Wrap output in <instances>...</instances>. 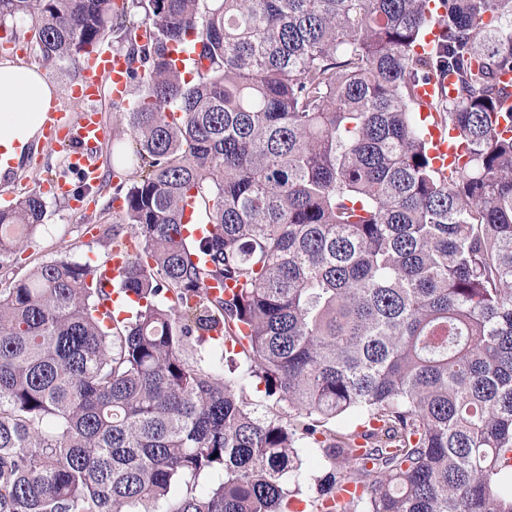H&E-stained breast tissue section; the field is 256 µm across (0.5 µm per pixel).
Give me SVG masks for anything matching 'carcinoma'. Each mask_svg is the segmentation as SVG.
<instances>
[{"instance_id": "obj_1", "label": "carcinoma", "mask_w": 512, "mask_h": 512, "mask_svg": "<svg viewBox=\"0 0 512 512\" xmlns=\"http://www.w3.org/2000/svg\"><path fill=\"white\" fill-rule=\"evenodd\" d=\"M428 2L0 0L1 46L29 19L78 65L110 31L143 87L112 197L131 317L87 264L0 287V512H512V0ZM45 217L38 189L0 209V259ZM310 447L315 496L288 480ZM455 77L448 75L442 79H428L423 81L418 89L419 102L421 104V111L428 112V105L435 99L440 98L444 94V90H448V96L454 95L453 83ZM454 131L448 133V128L444 126L432 125L430 127V155L433 158L434 166L439 169L446 168L450 164L457 151L453 137ZM299 454L304 461L299 477L302 489L305 494L315 496L319 483L328 472V466L318 448H300Z\"/></svg>"}]
</instances>
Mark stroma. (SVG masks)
<instances>
[{
  "label": "stroma",
  "mask_w": 512,
  "mask_h": 512,
  "mask_svg": "<svg viewBox=\"0 0 512 512\" xmlns=\"http://www.w3.org/2000/svg\"><path fill=\"white\" fill-rule=\"evenodd\" d=\"M96 107L107 128L108 142L102 148L103 163L99 182L77 201L45 191V183L55 181L64 158L59 147L44 145L29 151L25 160L12 171L15 185L11 198L32 189H43L47 205L44 226L11 255L0 259V281L25 277L33 268L53 260L68 259L97 267L111 259L112 238L108 233L120 216L112 208L113 188L117 178L112 167L111 141L117 134V120L122 107L116 106L108 93H101Z\"/></svg>",
  "instance_id": "obj_1"
}]
</instances>
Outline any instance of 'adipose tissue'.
<instances>
[{"instance_id": "ef3b65f1", "label": "adipose tissue", "mask_w": 512, "mask_h": 512, "mask_svg": "<svg viewBox=\"0 0 512 512\" xmlns=\"http://www.w3.org/2000/svg\"><path fill=\"white\" fill-rule=\"evenodd\" d=\"M53 87L35 66L0 63V158L21 161L52 107Z\"/></svg>"}]
</instances>
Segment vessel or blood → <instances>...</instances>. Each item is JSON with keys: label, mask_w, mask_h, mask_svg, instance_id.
<instances>
[{"label": "vessel or blood", "mask_w": 512, "mask_h": 512, "mask_svg": "<svg viewBox=\"0 0 512 512\" xmlns=\"http://www.w3.org/2000/svg\"><path fill=\"white\" fill-rule=\"evenodd\" d=\"M130 63L121 54L102 49L95 52L82 66L81 81L77 87L79 99L87 101L77 119H70L62 112L48 113L43 128L48 136L55 139L58 145L68 147V164L71 168L84 173L89 182H96L99 165L93 151L106 136L96 109L90 108L101 84H109L115 99H122L129 88ZM454 76L424 81L418 89L421 106H428L433 100L440 98L444 91L452 89ZM456 153L453 136L447 127L431 126L430 155L435 167H447Z\"/></svg>", "instance_id": "1"}]
</instances>
